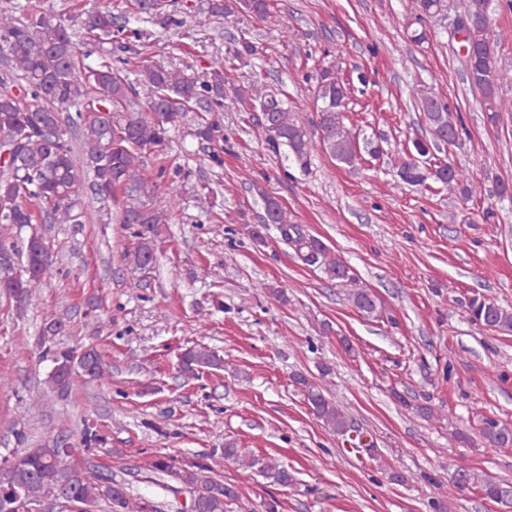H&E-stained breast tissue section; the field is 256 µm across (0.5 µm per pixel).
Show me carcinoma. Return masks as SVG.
Segmentation results:
<instances>
[{
  "label": "carcinoma",
  "mask_w": 512,
  "mask_h": 512,
  "mask_svg": "<svg viewBox=\"0 0 512 512\" xmlns=\"http://www.w3.org/2000/svg\"><path fill=\"white\" fill-rule=\"evenodd\" d=\"M247 9L257 20L267 17V0H209L208 9L217 15ZM416 20L424 22L439 15L443 0H418ZM165 0H137V14L171 20ZM464 16L473 20L467 42L473 52L466 58L470 84L481 95L487 112H497L504 78L497 59L487 52L492 40L486 14V0H469ZM129 20L109 10L87 14L81 27L91 41L122 33ZM73 40L72 29L46 13L34 10L19 19L12 7H0V147L11 157L0 162V295L24 308L43 287L53 264L46 238L33 231L21 243L14 232L28 224H83L87 205L80 193L74 147L64 138L63 127L81 135L83 163L92 174L90 190L100 209L116 214L118 222L137 226L140 241L126 255L134 271L148 269L156 259L155 243L171 220V210L155 203V177L144 174L146 155L161 157L168 146V132L192 119V135L201 144L216 141L218 124L209 118L224 106V76L214 72L207 81L178 69L163 66L144 68L136 81L104 61L85 63ZM148 90L147 108L140 109L139 88ZM350 88L328 68L318 80L317 127L330 155L346 165L360 156L357 136L343 123L339 100L349 97ZM262 113L258 127L272 149L284 146L301 166L310 155L307 130L290 115L288 103L278 93H256ZM419 105L430 106L425 118L432 145H455L461 140L462 119H454L448 105L436 96L422 93ZM401 174L412 183L433 177L465 195L460 172L451 164L428 174L416 161L402 164ZM267 223L277 225L282 239L294 247L302 262L317 266L331 279H349L347 266L330 255L325 243L288 223L281 202L262 195ZM354 307L368 316L379 313L378 298L364 288L351 294ZM469 318L487 330L512 332V312L489 299L474 297L467 302ZM68 313L54 315L45 323L41 343L64 333ZM47 383L59 399L66 398L79 377L99 381L111 376L102 354L93 346L56 349ZM223 367V359L205 346H191L180 355V375L195 379L205 369ZM306 389L312 412L333 432L346 435L351 425L345 413L302 374L294 376ZM480 435L493 447H512V428L494 419H485ZM224 461L258 473L270 483L287 486L293 481L288 467L263 456L248 455L233 444L223 448ZM75 449L62 438L46 440L35 448L8 457L0 465V512H18L22 506L41 512L47 504H58L70 512H95L104 502L109 512H158L148 501L134 496L129 483L116 479L110 470L81 472L76 468ZM140 468L161 474L178 484L177 491L195 497L197 512H227L239 499L235 487L224 482L213 467L198 459H178L156 455ZM480 489L484 498L512 503V483L485 480Z\"/></svg>",
  "instance_id": "carcinoma-1"
}]
</instances>
